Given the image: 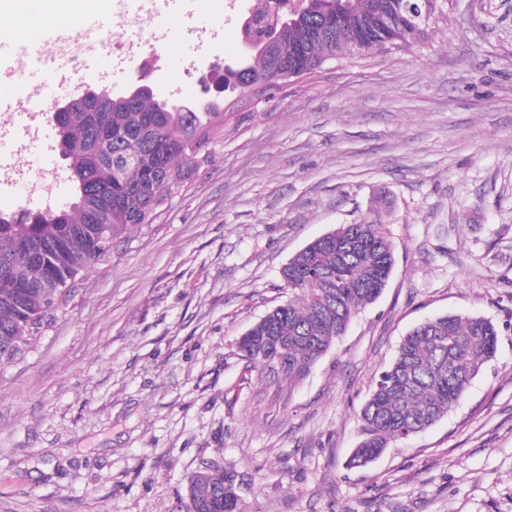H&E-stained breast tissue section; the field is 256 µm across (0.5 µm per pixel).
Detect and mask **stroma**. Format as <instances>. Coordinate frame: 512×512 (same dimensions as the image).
<instances>
[{"mask_svg": "<svg viewBox=\"0 0 512 512\" xmlns=\"http://www.w3.org/2000/svg\"><path fill=\"white\" fill-rule=\"evenodd\" d=\"M162 22L159 98L238 57L224 0H200L202 63ZM366 217L393 246L382 295L304 380L249 370L237 342L288 300L281 268ZM448 313L490 320L495 357L447 416L350 467L380 372ZM207 465L244 512H512V0H447L413 48L328 61L225 123L0 370V512H187Z\"/></svg>", "mask_w": 512, "mask_h": 512, "instance_id": "stroma-1", "label": "stroma"}]
</instances>
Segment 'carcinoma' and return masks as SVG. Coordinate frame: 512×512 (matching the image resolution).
Instances as JSON below:
<instances>
[{
	"label": "carcinoma",
	"mask_w": 512,
	"mask_h": 512,
	"mask_svg": "<svg viewBox=\"0 0 512 512\" xmlns=\"http://www.w3.org/2000/svg\"><path fill=\"white\" fill-rule=\"evenodd\" d=\"M278 2L288 10L271 26L267 0H254L243 30L246 71L232 72L233 92L259 103L266 101L260 81L312 74L328 60L373 49L410 47L443 13L441 0H303L294 15L297 0ZM232 115L224 99L203 112H178L152 94L73 104L54 126L71 186L68 204L53 214L0 212V366L37 342L80 274L112 255L128 227L154 223L186 170L219 145ZM394 263L383 225L368 220L311 241L281 269L288 302L251 326L238 345L248 368L290 383L306 378L359 310L380 297ZM497 342L495 326L482 317L448 314L412 329L360 409L362 439L350 464L368 465L447 415L495 356ZM218 473L196 472L187 512H204L219 493L224 512H242L235 474Z\"/></svg>",
	"instance_id": "carcinoma-1"
}]
</instances>
